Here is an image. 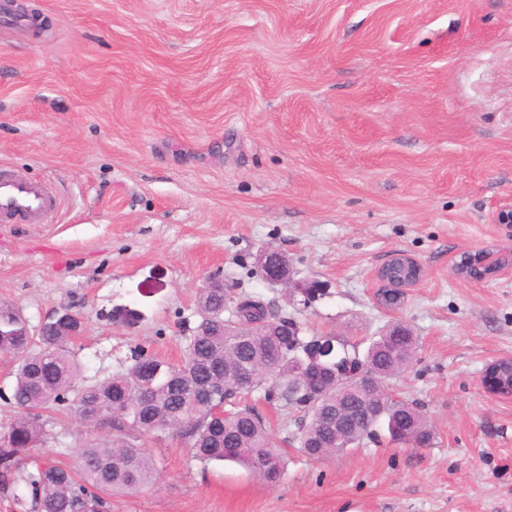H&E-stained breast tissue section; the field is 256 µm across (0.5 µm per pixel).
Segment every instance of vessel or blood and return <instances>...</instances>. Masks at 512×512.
Returning a JSON list of instances; mask_svg holds the SVG:
<instances>
[{"instance_id": "b4317fda", "label": "vessel or blood", "mask_w": 512, "mask_h": 512, "mask_svg": "<svg viewBox=\"0 0 512 512\" xmlns=\"http://www.w3.org/2000/svg\"><path fill=\"white\" fill-rule=\"evenodd\" d=\"M56 207V198L45 184L0 168L1 224H42Z\"/></svg>"}]
</instances>
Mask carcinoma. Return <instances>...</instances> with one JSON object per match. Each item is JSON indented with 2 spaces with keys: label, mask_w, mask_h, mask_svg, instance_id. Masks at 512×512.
Returning <instances> with one entry per match:
<instances>
[{
  "label": "carcinoma",
  "mask_w": 512,
  "mask_h": 512,
  "mask_svg": "<svg viewBox=\"0 0 512 512\" xmlns=\"http://www.w3.org/2000/svg\"><path fill=\"white\" fill-rule=\"evenodd\" d=\"M226 288H202L199 322L188 338L183 358L169 362L140 349L122 373L91 386L76 387L81 366L66 344L72 337L52 322L43 326L40 349L28 350V323L16 308L0 304V351L17 356L11 399L20 408L0 426V492L13 497L19 512H112V496L140 493L157 480L152 459L122 438L173 433L191 443L193 458L203 465L233 462L255 470L270 482L280 479L286 460L272 448L266 419L244 402L263 392L265 399L297 414L300 427L292 443L314 459L339 452L327 443L336 438V407L352 405L350 385H338L329 369L311 362L318 335L255 297H240L241 318L224 316ZM418 348V337L401 322L375 336L342 340L346 362L363 364L385 385L402 373ZM255 374L242 379L239 367ZM67 394L70 410L85 423L110 418L115 438L82 444L80 467L27 459L46 436L41 410ZM376 423L357 419L344 431L358 442L384 435L389 443L428 448L434 431L422 406L384 394Z\"/></svg>",
  "instance_id": "obj_1"
}]
</instances>
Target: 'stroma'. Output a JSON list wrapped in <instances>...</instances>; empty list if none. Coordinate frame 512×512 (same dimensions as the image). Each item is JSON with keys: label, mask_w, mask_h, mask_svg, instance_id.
<instances>
[{"label": "stroma", "mask_w": 512, "mask_h": 512, "mask_svg": "<svg viewBox=\"0 0 512 512\" xmlns=\"http://www.w3.org/2000/svg\"><path fill=\"white\" fill-rule=\"evenodd\" d=\"M0 18V166L57 199L0 224V302L31 331L79 315L81 385L137 349L183 356L202 285L258 295L318 334L393 322L419 338L392 380L422 404L428 448L366 443L324 460L289 445L294 415L250 402L286 460L265 481L202 465L185 440L138 439L158 479L112 512H512V397L481 385L512 357V270L452 272L512 249V0H9ZM287 256L327 294L290 301L258 258ZM425 269L375 300L395 252ZM32 455L74 466L111 426L46 412ZM475 258H477L481 264L489 267V269H492L494 270V272H498L499 270L501 269H504V268H507V267H512V257H511V253H510V256H500V257H497L496 259L494 260H491V256H490V253L487 252L486 250H483V249H471V250H466L464 252H462L459 256H458V259L455 261L454 263V273L455 275L460 278V279H464V280H478V279H483V278H474V277H471V276H464L462 275L460 272H459V269L461 268V266L467 262H472Z\"/></svg>", "instance_id": "stroma-1"}]
</instances>
